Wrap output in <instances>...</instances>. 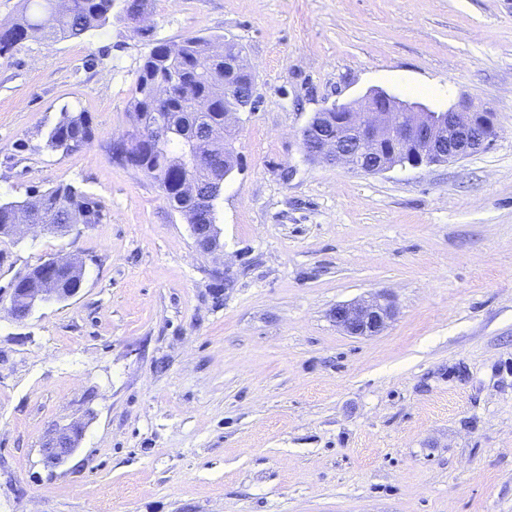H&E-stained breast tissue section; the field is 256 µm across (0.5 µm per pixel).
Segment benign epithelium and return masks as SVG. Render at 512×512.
I'll return each instance as SVG.
<instances>
[{
  "instance_id": "1",
  "label": "benign epithelium",
  "mask_w": 512,
  "mask_h": 512,
  "mask_svg": "<svg viewBox=\"0 0 512 512\" xmlns=\"http://www.w3.org/2000/svg\"><path fill=\"white\" fill-rule=\"evenodd\" d=\"M397 98L383 90L371 91L349 103H334L314 113L301 131L307 156L351 171L380 173L399 165L418 168L459 160L493 145L498 135L495 112L461 98L445 112L424 106L396 108ZM167 118L153 124L135 123L121 141L130 147L127 164L137 167L139 148L153 150L165 138ZM47 227L45 210L36 200L27 201L19 224L0 227V236L21 239L33 229ZM196 248L203 254L220 250L216 224H192ZM83 266V262L58 256L45 261L38 287H27L28 276L19 278L11 292V312L25 320L41 305L65 301L77 294L63 288L59 276ZM394 315L393 301L379 295L368 302L345 303L332 310L336 325L357 337L381 333ZM84 424L72 422L52 433L43 443L46 460L61 466L78 451Z\"/></svg>"
}]
</instances>
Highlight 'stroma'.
I'll list each match as a JSON object with an SVG mask.
<instances>
[{"label":"stroma","instance_id":"obj_1","mask_svg":"<svg viewBox=\"0 0 512 512\" xmlns=\"http://www.w3.org/2000/svg\"><path fill=\"white\" fill-rule=\"evenodd\" d=\"M149 23L235 40L253 72L222 248L109 160L148 51L132 28L0 60V198L64 183L107 211L0 238V512H512V0H152ZM376 88L468 96L499 136L378 174L307 158L312 114ZM65 110L95 127L72 155L44 147ZM55 256L84 262L79 292L15 320L14 281ZM379 293L380 334L332 321ZM83 431V423L72 422L48 436L42 445L46 460L54 466L68 462L80 447Z\"/></svg>","mask_w":512,"mask_h":512}]
</instances>
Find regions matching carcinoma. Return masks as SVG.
Returning a JSON list of instances; mask_svg holds the SVG:
<instances>
[{"label":"carcinoma","instance_id":"carcinoma-1","mask_svg":"<svg viewBox=\"0 0 512 512\" xmlns=\"http://www.w3.org/2000/svg\"><path fill=\"white\" fill-rule=\"evenodd\" d=\"M51 0H25L23 11L7 22L6 32H0V59H8L18 45L38 36L55 42L74 39L87 32L112 23L115 0H69L68 9L57 13L48 10ZM151 0H122L121 15L147 14ZM212 40L207 37H187L178 43L153 40L149 54L141 60L137 70L127 112L133 122L154 119V113L163 112L174 124L164 147L147 153L142 162L144 175L156 181L163 194L179 198L177 184L183 168L179 165L186 145V136L199 142L198 149L219 159V164L235 166L234 152H224V146H214L209 135V124H224V112L232 103L224 97V60L211 53ZM210 103L207 112L197 108V102ZM95 136L89 113L84 111L61 113L60 119L49 129L45 148L65 154L79 152L82 145ZM50 224H100L106 217L105 206L88 193L71 184L61 183L39 193ZM182 215L190 224L216 223V207L201 209L191 201L181 200ZM18 201L0 200V225L17 220Z\"/></svg>","mask_w":512,"mask_h":512}]
</instances>
